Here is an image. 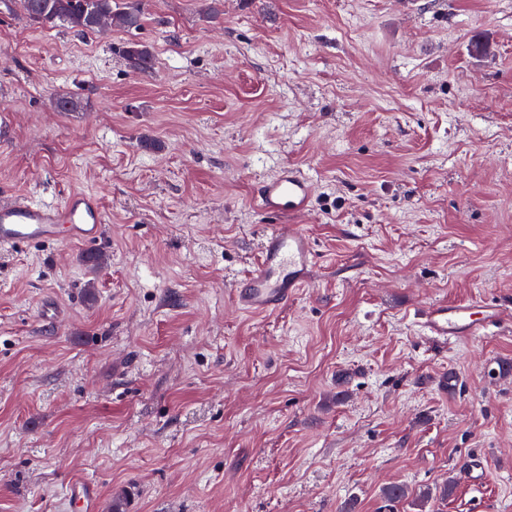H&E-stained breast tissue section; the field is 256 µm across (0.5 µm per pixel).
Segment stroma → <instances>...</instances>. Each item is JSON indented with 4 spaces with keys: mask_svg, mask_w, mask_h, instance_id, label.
<instances>
[{
    "mask_svg": "<svg viewBox=\"0 0 512 512\" xmlns=\"http://www.w3.org/2000/svg\"><path fill=\"white\" fill-rule=\"evenodd\" d=\"M142 5L82 34L0 0V189L106 213L98 268L0 251V512H65L82 478L97 512H413L384 488L450 476L426 512H512V325L448 343L417 320L512 305V0ZM286 165L315 183L296 222L320 261L252 316L250 197ZM123 52L133 72H143L155 64V56L147 45L130 43Z\"/></svg>",
    "mask_w": 512,
    "mask_h": 512,
    "instance_id": "35a3bbf8",
    "label": "stroma"
}]
</instances>
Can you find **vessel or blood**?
<instances>
[{
    "label": "vessel or blood",
    "mask_w": 512,
    "mask_h": 512,
    "mask_svg": "<svg viewBox=\"0 0 512 512\" xmlns=\"http://www.w3.org/2000/svg\"><path fill=\"white\" fill-rule=\"evenodd\" d=\"M313 195L310 176L293 166L265 180L253 195L255 207L272 217L263 236L254 269L238 283L234 305L243 312L268 315L293 299L308 279L317 257L312 239L296 225L295 217L305 214ZM106 223L100 203L84 192L71 193L60 204H39L14 194H0V249L47 240L76 243L95 248ZM497 303L477 299L459 304L429 305L420 317L427 335L463 341L482 336L501 321ZM97 488L76 481L68 496L72 512H94Z\"/></svg>",
    "instance_id": "1"
}]
</instances>
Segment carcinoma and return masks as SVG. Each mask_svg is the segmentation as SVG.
I'll return each instance as SVG.
<instances>
[{
    "mask_svg": "<svg viewBox=\"0 0 512 512\" xmlns=\"http://www.w3.org/2000/svg\"><path fill=\"white\" fill-rule=\"evenodd\" d=\"M25 12L35 11L42 16L40 26L53 28L59 24L67 25L80 32H99L97 17L101 13L109 15V24L113 28L137 30L145 21L141 0H129L123 7L113 5V0H24ZM129 67L134 72H143L155 64L151 48L140 43H131L124 50ZM455 489V480L448 477L436 488L425 487L415 493L408 487L394 484L383 490V495L390 502L408 501L412 505L426 504L438 496L449 498Z\"/></svg>",
    "mask_w": 512,
    "mask_h": 512,
    "instance_id": "cac0c4a2",
    "label": "carcinoma"
}]
</instances>
